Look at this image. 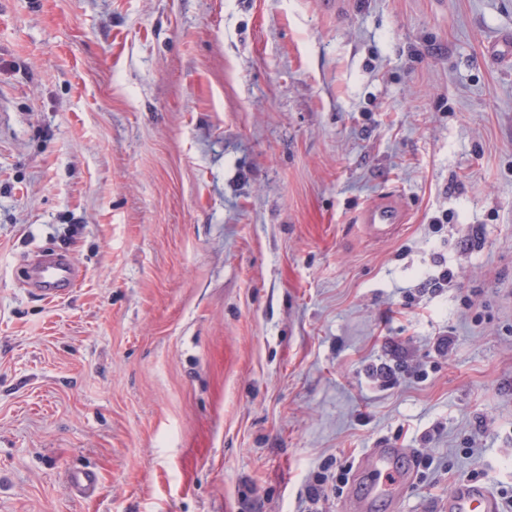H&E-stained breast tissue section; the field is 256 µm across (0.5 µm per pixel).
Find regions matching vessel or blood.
I'll return each instance as SVG.
<instances>
[{
	"label": "vessel or blood",
	"mask_w": 512,
	"mask_h": 512,
	"mask_svg": "<svg viewBox=\"0 0 512 512\" xmlns=\"http://www.w3.org/2000/svg\"><path fill=\"white\" fill-rule=\"evenodd\" d=\"M404 220V212L392 197L385 196L365 207L359 222L369 238L378 240L393 235ZM81 283L80 274L63 259H44L37 267L34 287L49 299L67 296ZM401 448L373 449L362 461L360 469L367 482L363 492L354 494L357 512H368L373 500L392 497L413 481L412 468L403 466ZM494 492L487 486L462 483L448 499V512H500Z\"/></svg>",
	"instance_id": "vessel-or-blood-1"
}]
</instances>
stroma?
<instances>
[{
    "label": "stroma",
    "mask_w": 512,
    "mask_h": 512,
    "mask_svg": "<svg viewBox=\"0 0 512 512\" xmlns=\"http://www.w3.org/2000/svg\"><path fill=\"white\" fill-rule=\"evenodd\" d=\"M347 2L0 0V512H349L383 444L373 512L512 492V0ZM358 218L365 234L378 240L395 233L404 220V212L391 196H385L365 207ZM81 280V275L70 262L63 259H43L38 263L32 286L37 287L47 299H58L78 288ZM404 456L407 454L403 448H373L363 459L361 473L368 478L363 486L365 492H357L350 499L357 510H369L373 500L394 497L413 482L412 467L402 465ZM388 475L393 477L392 488L378 481L381 476L387 478Z\"/></svg>",
    "instance_id": "1"
}]
</instances>
